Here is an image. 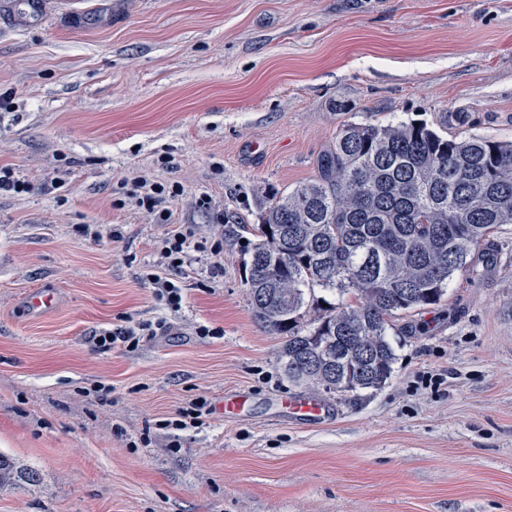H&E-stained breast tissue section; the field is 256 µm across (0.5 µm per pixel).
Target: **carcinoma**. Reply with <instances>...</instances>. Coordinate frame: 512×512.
Listing matches in <instances>:
<instances>
[{
  "instance_id": "obj_1",
  "label": "carcinoma",
  "mask_w": 512,
  "mask_h": 512,
  "mask_svg": "<svg viewBox=\"0 0 512 512\" xmlns=\"http://www.w3.org/2000/svg\"><path fill=\"white\" fill-rule=\"evenodd\" d=\"M512 224V141L447 139L424 121L349 124L312 181L276 195L240 242L256 320L285 337L292 381L378 390L396 360L394 318L435 305L494 228ZM317 315L306 319L315 290ZM0 453V487L17 482Z\"/></svg>"
}]
</instances>
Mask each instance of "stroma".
<instances>
[{"mask_svg": "<svg viewBox=\"0 0 512 512\" xmlns=\"http://www.w3.org/2000/svg\"><path fill=\"white\" fill-rule=\"evenodd\" d=\"M4 94L29 190L0 189V453L27 477L0 512H512V224L400 315L386 385L340 397L284 373L220 223L256 224L351 123L512 140V0H0ZM142 179L181 193L147 211ZM187 224L174 312L144 277ZM300 398L325 417H288ZM166 329V322L158 321L154 324L143 323L115 329H103L95 332L93 336L96 346L102 350L111 349L118 342L126 348L135 349L140 342L152 336H158V332L164 333Z\"/></svg>", "mask_w": 512, "mask_h": 512, "instance_id": "stroma-1", "label": "stroma"}]
</instances>
